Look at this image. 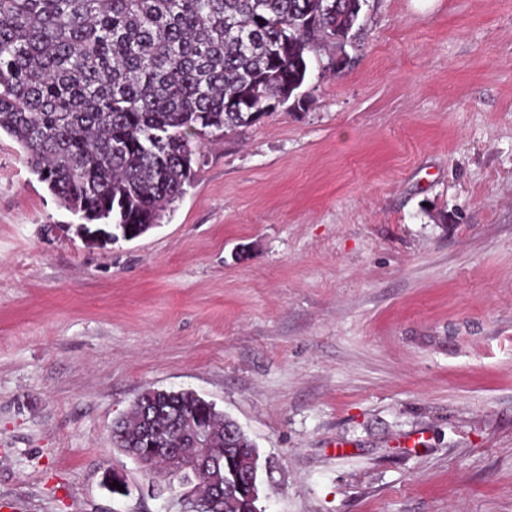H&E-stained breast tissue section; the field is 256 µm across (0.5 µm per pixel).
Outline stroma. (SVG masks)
<instances>
[{"mask_svg":"<svg viewBox=\"0 0 512 512\" xmlns=\"http://www.w3.org/2000/svg\"><path fill=\"white\" fill-rule=\"evenodd\" d=\"M346 51L131 240L0 135V512H186L112 442L150 389L240 425L266 512H512V0H368Z\"/></svg>","mask_w":512,"mask_h":512,"instance_id":"1","label":"stroma"}]
</instances>
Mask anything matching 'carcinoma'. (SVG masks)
I'll list each match as a JSON object with an SVG mask.
<instances>
[{
	"label": "carcinoma",
	"mask_w": 512,
	"mask_h": 512,
	"mask_svg": "<svg viewBox=\"0 0 512 512\" xmlns=\"http://www.w3.org/2000/svg\"><path fill=\"white\" fill-rule=\"evenodd\" d=\"M0 0V133L86 224L133 239L194 179L200 139L250 126L269 104L307 102L309 53L351 41L365 0ZM171 416L213 430L225 474L257 465L241 428L188 392ZM141 394L112 439L148 466Z\"/></svg>",
	"instance_id": "1"
}]
</instances>
